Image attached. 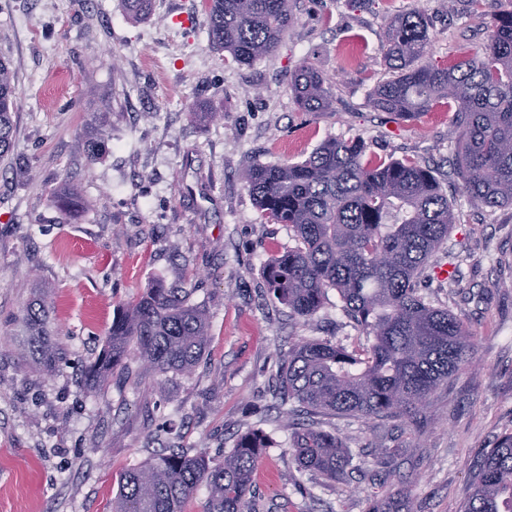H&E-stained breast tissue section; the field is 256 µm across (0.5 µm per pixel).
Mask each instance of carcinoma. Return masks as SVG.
<instances>
[{"mask_svg": "<svg viewBox=\"0 0 512 512\" xmlns=\"http://www.w3.org/2000/svg\"><path fill=\"white\" fill-rule=\"evenodd\" d=\"M496 14L486 43L448 67L422 64L430 45L419 9L390 18L382 60L392 76L369 105L408 117L451 99L455 110L453 174L463 190L493 209L512 205V0ZM211 44L236 63L275 54L294 23V0H204ZM290 89L309 112L330 106L329 81L306 60ZM17 94L9 61L0 58V158L14 148ZM107 140L83 145L93 162ZM242 178L262 216L293 231L295 245L264 263L262 288L290 315L310 319L334 289L345 314L366 337L349 350L327 340H301L281 360L273 397L291 427L298 469L330 480L366 476L365 461L313 417L397 420L422 412L438 386L473 359L469 329L450 311L425 301L420 280L455 223L453 204L436 171L414 159L367 155L362 140H328L296 163L252 164ZM72 217L83 203L73 191L56 197ZM51 304L31 301L21 318L23 354L52 369L58 348ZM209 324L190 292L163 284L117 307L101 353L85 368L86 388L100 390L136 353L153 370L190 373L203 355ZM271 446L261 430L237 436L220 460L191 448L165 449L126 470L112 512H184L200 487L204 512H257L249 500L253 475ZM372 512H413L400 488ZM459 512H512V432L500 435L471 467L470 492Z\"/></svg>", "mask_w": 512, "mask_h": 512, "instance_id": "carcinoma-1", "label": "carcinoma"}]
</instances>
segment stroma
Masks as SVG:
<instances>
[{
  "mask_svg": "<svg viewBox=\"0 0 512 512\" xmlns=\"http://www.w3.org/2000/svg\"><path fill=\"white\" fill-rule=\"evenodd\" d=\"M506 6L297 0L275 55L239 64L213 49L201 0H153L138 20L121 0H0V58L18 86L14 148L0 158V512H112L122 472L153 452L218 457L258 428L275 441L255 476L258 512H369L396 482L413 512H458L472 463L512 431V206L486 209L450 182L458 221L421 289L472 330L475 358L420 416L320 417L379 473L334 482L297 468L268 379L299 340L364 337L337 295L308 320L263 295L264 262L295 241L263 218L242 172L359 138L368 155L413 158L448 179L453 101L411 118L368 103L388 76L384 31L393 14L425 9V61L448 66L479 49ZM306 59L329 79L325 111H304L288 87ZM100 133L108 149L88 161L82 145ZM67 190L83 199L75 221L54 202ZM451 264L454 283L438 274ZM158 282L207 312L200 362L162 375L134 357L88 392L84 369L117 306ZM41 288L62 352L51 372L21 353L18 319Z\"/></svg>",
  "mask_w": 512,
  "mask_h": 512,
  "instance_id": "stroma-1",
  "label": "stroma"
}]
</instances>
